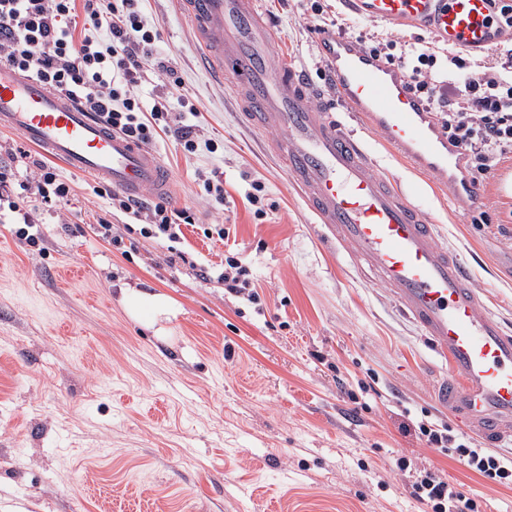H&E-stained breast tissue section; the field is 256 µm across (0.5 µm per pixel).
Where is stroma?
<instances>
[{
  "label": "stroma",
  "mask_w": 512,
  "mask_h": 512,
  "mask_svg": "<svg viewBox=\"0 0 512 512\" xmlns=\"http://www.w3.org/2000/svg\"><path fill=\"white\" fill-rule=\"evenodd\" d=\"M324 21L396 41L424 40L447 75V47L420 28L348 15L321 0ZM279 40V63L315 75L324 105L359 132L327 82L310 0H258ZM157 30L154 53L170 59L191 103L199 148L184 155L170 132L152 144L169 170L172 208L199 219L177 253L140 235L87 177L59 169L68 202L44 204L32 153L15 175L28 182L20 212L0 201V512H423L410 469L441 473L480 512H512V488L429 448L421 420L462 425L434 403L445 360L397 309L385 289L328 241L265 151L267 136L243 127L230 85L199 63L181 0H139ZM393 179L415 184L441 242L464 254L491 310L512 327V154L480 179L478 204L449 202L448 190L371 135ZM219 174L224 204L208 205L201 175ZM264 188L265 217L246 196ZM30 219L42 238L12 233ZM112 226L120 245L95 233ZM207 224L229 228L208 238ZM246 265L258 296L248 299L199 276L225 257ZM163 292L175 316L130 315L121 287ZM409 462L402 470L401 462Z\"/></svg>",
  "instance_id": "stroma-1"
}]
</instances>
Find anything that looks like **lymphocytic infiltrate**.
<instances>
[{
    "instance_id": "lymphocytic-infiltrate-1",
    "label": "lymphocytic infiltrate",
    "mask_w": 512,
    "mask_h": 512,
    "mask_svg": "<svg viewBox=\"0 0 512 512\" xmlns=\"http://www.w3.org/2000/svg\"><path fill=\"white\" fill-rule=\"evenodd\" d=\"M91 28V35L75 41L78 25ZM156 38L134 7V0H0V61L36 77L50 89L64 93L96 119L141 144H152L159 131L176 129L185 154H195L197 134L188 119L196 107L173 113L167 98L144 108L131 90L146 67L168 74L164 62L154 58ZM393 41L370 46V53L395 65L408 76L411 89L428 104L450 143L466 153L471 177L491 172L501 156L512 153V47L494 72H469L460 57L451 62L464 74L453 86L442 88L432 73L436 58L422 47L416 65L393 54ZM112 205L121 211L145 217L141 235L176 243L183 227L194 224L189 211L158 201L134 205L122 194H113ZM418 433L429 447L456 457L493 481L512 479V460L474 447L445 425L420 423ZM413 496L431 512H475L474 499L427 471L411 485Z\"/></svg>"
}]
</instances>
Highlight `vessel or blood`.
<instances>
[{
    "instance_id": "1",
    "label": "vessel or blood",
    "mask_w": 512,
    "mask_h": 512,
    "mask_svg": "<svg viewBox=\"0 0 512 512\" xmlns=\"http://www.w3.org/2000/svg\"><path fill=\"white\" fill-rule=\"evenodd\" d=\"M358 15L424 27L437 42L485 53L504 31L489 0H347ZM208 73L234 86L242 122L274 132L273 153L325 236L368 269L433 351L447 360L434 397L486 445L512 443V329L489 310L462 254L441 243L419 198L389 177L363 139L312 101L307 72L276 66L278 41L255 0H182ZM330 87L394 152L437 174L452 197L478 185L453 176L451 146L405 73L355 41L318 32ZM0 127L19 132L65 168L131 198L171 191L167 169L133 142L36 78L0 62Z\"/></svg>"
}]
</instances>
